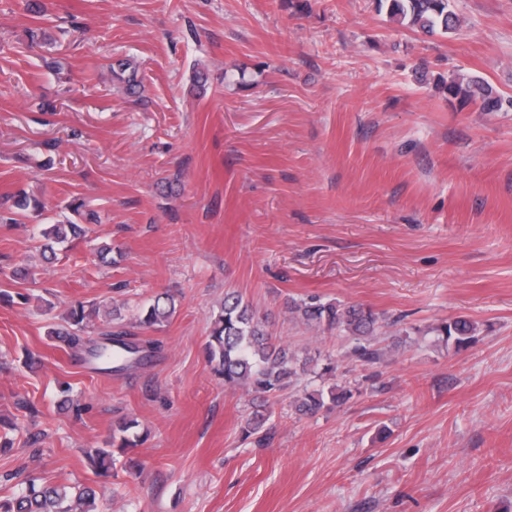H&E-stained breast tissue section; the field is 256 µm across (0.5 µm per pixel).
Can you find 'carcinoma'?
<instances>
[{"label": "carcinoma", "mask_w": 512, "mask_h": 512, "mask_svg": "<svg viewBox=\"0 0 512 512\" xmlns=\"http://www.w3.org/2000/svg\"><path fill=\"white\" fill-rule=\"evenodd\" d=\"M453 0H378V6L387 8L390 19L406 24L428 34L455 32L461 24L453 10ZM112 75L124 83L127 93L132 94L139 86L138 72L130 64L117 60L112 64ZM448 100L462 106L476 104L482 112H499L512 108V97L504 99L491 85L478 76L448 78L445 84ZM39 235L49 241L48 248L81 237L85 229L71 221L37 225ZM289 313L311 326L336 330L350 340L354 357L371 363L378 357L374 349L379 325L378 316L368 307L345 306L339 303H290ZM97 309H86L81 301L71 304L66 313V326L55 332L68 349L86 351L102 370L122 372L147 364L156 347L149 341L130 337L123 323L121 306H112V326L100 332L107 343L98 344L87 335V321ZM176 313L174 298L158 295L143 305L135 322L138 329H156L165 325ZM267 318L236 291L224 292V303L215 315L209 338L205 344L207 361L215 373L224 380V386L254 394L257 410L247 419L246 436L264 431L270 413L266 405L270 398L296 383L300 376L311 375L319 379L336 371L332 358L324 363L317 358H298L290 350L272 342L266 327ZM438 336L457 350H465L476 341V325L469 318L459 316L436 328ZM353 396L349 387H332L326 391L313 389L304 392L295 401V411L302 416L314 415L330 402L342 405ZM133 419L119 422L112 431V442L107 448H95L88 459L95 473L107 476L115 466L112 449L135 448L142 441ZM24 487L9 498H0V512H96V491L81 484L51 486L38 483L35 477H27Z\"/></svg>", "instance_id": "carcinoma-1"}]
</instances>
